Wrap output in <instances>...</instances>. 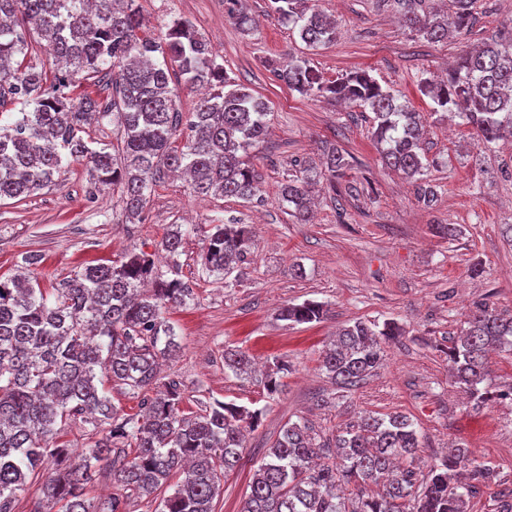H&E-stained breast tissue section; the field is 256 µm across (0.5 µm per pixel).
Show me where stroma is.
Segmentation results:
<instances>
[{
  "instance_id": "obj_1",
  "label": "stroma",
  "mask_w": 512,
  "mask_h": 512,
  "mask_svg": "<svg viewBox=\"0 0 512 512\" xmlns=\"http://www.w3.org/2000/svg\"><path fill=\"white\" fill-rule=\"evenodd\" d=\"M136 5L154 32L177 18L192 21L232 81L267 104L269 133L253 159L261 198L198 196L165 172L141 223L129 224L119 191L90 198L88 174L74 163L56 186L0 201V275L17 274L23 255L34 254L39 262L32 271L50 289L127 249L156 252L175 222L250 225L252 252L240 279L226 284L202 277L200 240H184L180 272L194 299L169 314L181 349L166 372L183 385V409L197 412L220 400L263 412L215 499L216 512H240L254 470L286 422L302 417L331 435L358 416L393 412L410 416L422 435L421 473L457 444L492 465L496 478L481 487L470 512H495L500 491L512 488V404L489 401L472 409L448 371V345L475 301L512 312V238L505 233L512 224V145H478L459 118L435 111L419 84L483 42L512 34V0H478L469 30L440 42L401 25L406 0H316L338 29L334 43L316 49L273 15L269 0ZM237 11L250 17V31L235 25ZM289 52L330 80L367 72L421 112L428 175L438 192L432 208L421 206L413 186L384 164L361 108L301 96L273 77L266 61H283ZM322 143L341 150L348 166L336 181L321 178L314 218L298 224L280 201V186L298 175L299 163L318 162ZM438 224L458 225L461 233L440 237ZM306 300L325 303L327 318L278 320L281 307ZM358 319H392L405 334L386 344L372 376L344 390L321 370V353L338 327ZM228 347L248 352L255 373L225 371ZM277 359L288 370L281 392L271 397L264 381Z\"/></svg>"
}]
</instances>
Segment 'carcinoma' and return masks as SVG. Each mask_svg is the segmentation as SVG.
Here are the masks:
<instances>
[{"mask_svg": "<svg viewBox=\"0 0 512 512\" xmlns=\"http://www.w3.org/2000/svg\"><path fill=\"white\" fill-rule=\"evenodd\" d=\"M135 2L0 0V200L51 186L72 162L85 165L98 195L121 186L132 224L141 221L165 168L186 174L198 195L251 200L260 193V175L247 157L267 134L266 108L227 77L192 21L178 18L164 33H147ZM271 3L307 47L336 40V23L305 0ZM473 9L474 0H456L451 23L409 9L405 25L441 41L451 27L467 29ZM31 23L55 59L51 76L27 60ZM267 66L303 95L370 109L383 161L414 183L418 203L432 206L420 113L364 72L329 81L295 56ZM104 71L113 72L109 99L78 91L76 76L95 80ZM174 76L210 89L186 120ZM421 91L442 111H457L480 144L511 139L512 36L475 48L446 78L421 81ZM109 117L121 144L117 154L84 137L91 120ZM322 165L334 178L348 162L332 147L324 149ZM318 177L306 166L281 186V200L300 224L309 222ZM191 233L201 237L202 273L216 281L253 247L244 224H173L158 248L165 271L155 255L132 249L110 265L75 272L50 293L35 278H0V512H16L19 495L48 462L53 471L40 493L62 512H130L136 499L170 487L159 512H215L221 482L241 458L242 424L256 425L262 411L217 400L186 414L181 383L161 376L162 362L180 349L167 314L194 298L178 262ZM326 314L323 303L308 300L285 306L279 317L301 324ZM465 324L448 347L454 383L476 407L493 397L512 402V389L490 390L486 361L492 347L512 353V314L478 301ZM401 335L394 322L356 321L323 351L321 369L349 389L377 369L381 344ZM251 366L247 352L224 350V368L234 374L246 375ZM107 381L143 394L140 411L120 413ZM85 415L92 441L72 463L60 437L68 421ZM421 447L414 422L401 413L363 416L331 438L305 419L288 422L253 473L241 512H466L480 486L496 478L461 445L424 478L415 464ZM114 448L130 455L118 469ZM104 466L112 468L117 492L101 511L87 501L85 486Z\"/></svg>", "mask_w": 512, "mask_h": 512, "instance_id": "obj_1", "label": "carcinoma"}]
</instances>
